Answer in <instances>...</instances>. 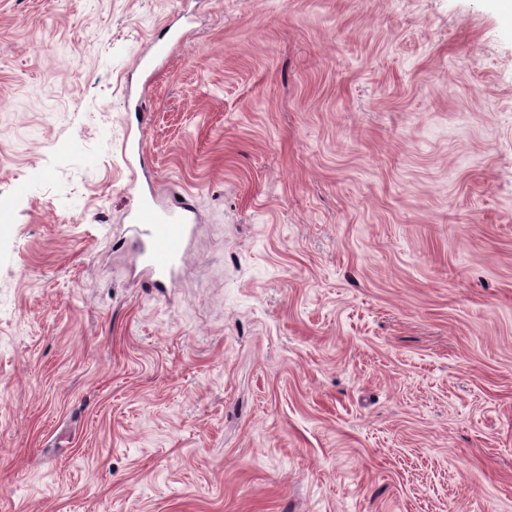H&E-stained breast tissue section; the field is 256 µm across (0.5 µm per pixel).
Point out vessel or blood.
Listing matches in <instances>:
<instances>
[{"label":"vessel or blood","mask_w":512,"mask_h":512,"mask_svg":"<svg viewBox=\"0 0 512 512\" xmlns=\"http://www.w3.org/2000/svg\"><path fill=\"white\" fill-rule=\"evenodd\" d=\"M184 40L181 30H165L156 42L154 58L139 57L138 65L151 70L155 57L170 54ZM149 113L137 115V125L125 128L121 140V157L127 166L145 165L144 132ZM138 234L134 262L142 269V285L156 292L173 286L175 277L186 260L188 245L197 222L190 194L158 203L152 187H144L136 207L127 214Z\"/></svg>","instance_id":"1"}]
</instances>
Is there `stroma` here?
Listing matches in <instances>:
<instances>
[{"instance_id":"35a3bbf8","label":"stroma","mask_w":512,"mask_h":512,"mask_svg":"<svg viewBox=\"0 0 512 512\" xmlns=\"http://www.w3.org/2000/svg\"><path fill=\"white\" fill-rule=\"evenodd\" d=\"M506 23L0 0V512H512ZM142 90L147 177L199 218L163 296L120 242ZM184 37L185 34L180 29L172 30L170 26L165 30L163 36L157 40L154 57L146 58L145 56H140L137 59V64L142 66L146 72H149L153 68L155 58L163 55L168 56L174 47L183 42Z\"/></svg>"}]
</instances>
